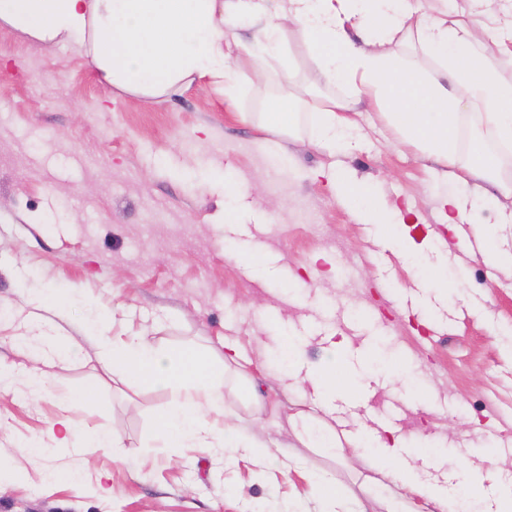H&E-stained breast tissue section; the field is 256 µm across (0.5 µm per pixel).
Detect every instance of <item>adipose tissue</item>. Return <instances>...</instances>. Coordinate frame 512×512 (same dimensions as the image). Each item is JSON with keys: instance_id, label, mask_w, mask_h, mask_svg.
Masks as SVG:
<instances>
[{"instance_id": "ef3b65f1", "label": "adipose tissue", "mask_w": 512, "mask_h": 512, "mask_svg": "<svg viewBox=\"0 0 512 512\" xmlns=\"http://www.w3.org/2000/svg\"><path fill=\"white\" fill-rule=\"evenodd\" d=\"M266 18L254 74H262L266 56L279 51L287 27L305 40L322 80L346 84L352 94L385 112L401 138L445 167L446 177L479 178L498 168L494 146H512V81L489 64H478L475 47L507 49L512 31L476 30L447 14L422 13L419 0H286L271 12L268 0H0V26L46 47L74 45L91 59L101 83L137 98H155L203 80L233 96L239 71L230 63L228 32L243 18ZM413 38L442 55L443 78L411 74L399 55L385 52L372 39ZM461 89V96L448 92ZM318 117L319 147L354 151L346 106L328 98L309 105ZM468 157L457 172L459 154ZM102 359L121 382L161 387L179 402L157 419L153 433L166 446L229 448L263 461L260 449L240 434L233 419L213 429L207 416L224 411V373L202 352L188 347L156 350L145 336L102 342ZM293 374L316 387L323 404L344 396L351 379L335 365L305 370L301 347L293 349ZM379 448L374 466L391 482L437 505L448 507L452 484L476 486L482 512H512V484L500 482L497 464L481 470L452 468L443 479L426 477L404 446L403 437L387 427L375 433ZM43 451L71 449L82 457L86 447H118L109 432L76 438L69 424L48 426Z\"/></svg>"}]
</instances>
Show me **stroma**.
<instances>
[{"label":"stroma","instance_id":"35a3bbf8","mask_svg":"<svg viewBox=\"0 0 512 512\" xmlns=\"http://www.w3.org/2000/svg\"><path fill=\"white\" fill-rule=\"evenodd\" d=\"M421 6L512 28V0ZM286 71L294 80L284 87ZM277 90L349 100L359 149L313 145L309 114L291 136L261 129L257 114ZM273 158L286 167L272 169ZM500 162L465 187L441 177L376 106L320 83L293 27L264 82L244 70L231 106L202 81L130 99L101 84L75 47L0 27V512H323L318 480L335 485L350 512L405 503L372 469L373 440L356 454L330 451L328 424L393 426L425 461L447 463L462 448L473 467L499 455L512 463V268L489 265L477 247L408 246L442 231V202L456 195L465 221L489 225L494 244L512 250V197L483 201L512 181V151ZM340 171L372 194L340 197ZM44 288L66 294V307L36 310ZM36 312L71 355L33 395L24 378L40 366ZM135 333L159 350L195 347L224 368V407L268 464L151 440L171 394L113 379L96 341ZM291 340L314 368L344 342L370 386L320 409L318 390L290 373ZM228 341L242 365L225 366ZM79 385L93 400L71 398ZM61 419L79 434L107 430L120 445L82 461L66 448L33 461L30 446Z\"/></svg>","mask_w":512,"mask_h":512}]
</instances>
